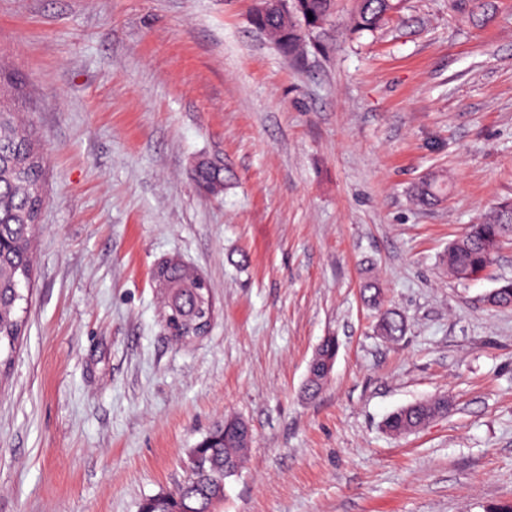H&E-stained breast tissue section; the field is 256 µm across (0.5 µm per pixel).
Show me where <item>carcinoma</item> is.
Instances as JSON below:
<instances>
[{"label": "carcinoma", "instance_id": "cac0c4a2", "mask_svg": "<svg viewBox=\"0 0 512 512\" xmlns=\"http://www.w3.org/2000/svg\"><path fill=\"white\" fill-rule=\"evenodd\" d=\"M332 0H292L294 6L285 13L256 14L253 24L265 33L288 57L303 56L307 42L325 30L331 18ZM403 0H356L349 16L350 30L358 35L376 31L393 14ZM44 156L30 126L20 122L8 100L0 96V351L12 352L24 324L23 303L30 291V250L36 226L25 218L29 197L43 191ZM198 188L214 192L224 183V168L217 162L200 161L194 170ZM444 192V183L436 178L421 182L419 201L432 205ZM512 239V201L500 203L488 216L468 224L461 236L448 246L443 264L448 274L461 281L478 279L493 263L505 240ZM165 306L172 316L168 330L179 341L190 335L189 327L208 314L209 291L205 281L180 262L165 269ZM364 300L381 304L383 289L375 281L362 285ZM495 307L512 306V280L506 281L489 295ZM379 329L382 335L396 340L404 334V322L393 313L384 314ZM336 339L328 336L318 347L304 394L316 396L323 385V368L336 358ZM448 399L418 402L389 414L384 422L387 432L395 436L411 433L447 409ZM250 428L239 418L224 420L194 448L197 466L192 476L174 492L147 499L140 512H215L224 497L226 478L234 475L250 443Z\"/></svg>", "mask_w": 512, "mask_h": 512}]
</instances>
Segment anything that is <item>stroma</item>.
Here are the masks:
<instances>
[{"instance_id": "stroma-1", "label": "stroma", "mask_w": 512, "mask_h": 512, "mask_svg": "<svg viewBox=\"0 0 512 512\" xmlns=\"http://www.w3.org/2000/svg\"><path fill=\"white\" fill-rule=\"evenodd\" d=\"M260 0H0V90L33 127L46 206L25 329L0 364V512H138L246 421L216 512H489L512 502V242L460 282L440 257L512 199V0H405L284 56ZM223 162L200 192L198 160ZM444 175L441 203L415 185ZM203 275L214 317L166 333L151 278ZM400 314L394 343L360 294ZM383 309V310H384ZM338 343L320 394L309 363ZM445 394L395 438L385 417Z\"/></svg>"}]
</instances>
